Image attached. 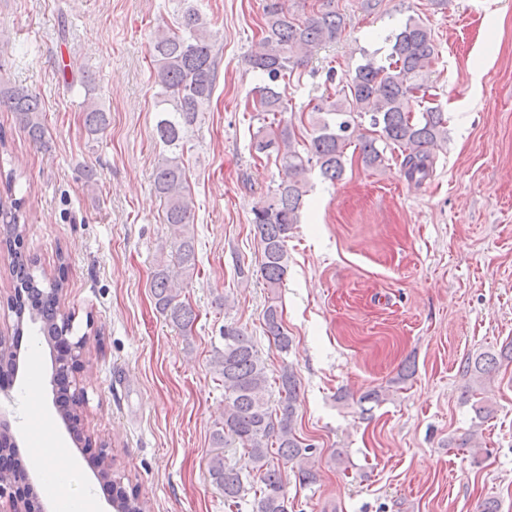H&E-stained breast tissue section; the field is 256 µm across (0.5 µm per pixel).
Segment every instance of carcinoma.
<instances>
[{
	"mask_svg": "<svg viewBox=\"0 0 512 512\" xmlns=\"http://www.w3.org/2000/svg\"><path fill=\"white\" fill-rule=\"evenodd\" d=\"M176 2L177 29L156 31L152 58L159 104L164 106L155 133L166 148L154 170L153 186L164 204V223L173 240L178 271L158 262L152 295L157 311L174 327L188 332L197 314L180 299L183 287L178 276L194 272L197 256L190 228L194 203L187 193L182 156L188 132L213 94L217 56L209 24L194 0ZM344 27L335 0H319L318 9L304 17L291 13L283 0H265L263 51L250 58L251 67L263 78L254 91L253 109L260 115V126L252 133L251 149L258 156L275 157L286 176L253 206L251 218L261 246L258 272L271 294L262 314L263 331L285 354L292 340L284 329L276 293L288 271V238L299 223L308 193L305 175L316 168L325 180L340 179L346 149L352 145L359 150L365 167L377 169L384 164V149L389 147L400 150L407 181L420 184L433 169L429 148L448 134V120L439 107L412 111V100L426 89L437 54L431 28L412 16L385 38L390 43L386 62L379 63L367 54L340 90L309 99L305 109L314 135L307 144H299L292 126L267 120L271 114L288 111L286 89L294 70L307 65L322 47L336 42ZM2 108L16 113L32 140L43 139L42 107L37 96L0 76ZM84 112L90 134L107 125V113L94 100L87 99ZM365 123L369 129L363 134ZM20 219L17 200L8 206L0 201V236L9 248L22 236ZM15 258L13 308L17 325L25 320L40 323L46 342L54 345L59 341L60 322L67 317L58 305L63 282L55 278L45 286L30 272L20 252H15ZM220 335L224 347L215 348L211 364L224 387V417L211 432V483L224 494V504L230 509L245 503L251 512H288L282 473L274 459L295 463L303 484L317 480L310 463L313 447L296 435L295 375L283 368L278 377V404L272 406L268 368L252 337L235 322L224 323ZM494 364L495 356L483 353L467 363L465 373L473 384L481 385ZM233 445L240 446L252 463V471L244 476L225 462L224 449ZM112 508L114 512H146L136 497L121 491L112 493Z\"/></svg>",
	"mask_w": 512,
	"mask_h": 512,
	"instance_id": "1",
	"label": "carcinoma"
}]
</instances>
